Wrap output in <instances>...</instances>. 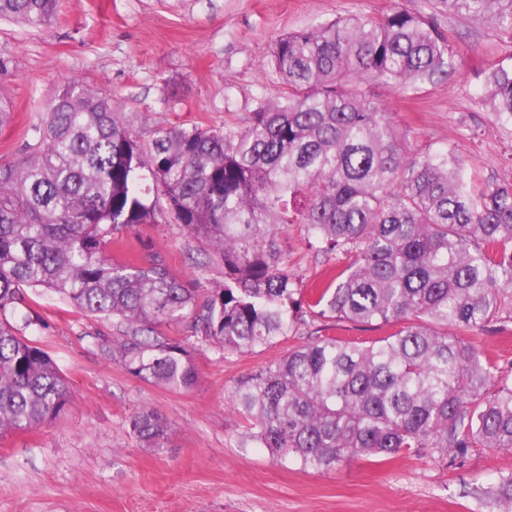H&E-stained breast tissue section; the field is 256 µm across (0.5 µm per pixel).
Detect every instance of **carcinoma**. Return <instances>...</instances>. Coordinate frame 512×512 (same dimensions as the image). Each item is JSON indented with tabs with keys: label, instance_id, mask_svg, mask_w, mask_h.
Here are the masks:
<instances>
[{
	"label": "carcinoma",
	"instance_id": "cac0c4a2",
	"mask_svg": "<svg viewBox=\"0 0 512 512\" xmlns=\"http://www.w3.org/2000/svg\"><path fill=\"white\" fill-rule=\"evenodd\" d=\"M60 0H0V18L48 26ZM512 34V0H431ZM279 89L243 124L172 126L142 140L107 96L67 81L0 161V314L46 288L129 332L100 345L141 379L173 389L198 379L183 342L157 334L187 322L200 345L253 353L315 320L384 331L366 346L320 335L234 386L249 427L241 447L322 472L355 457L429 448L512 451V367L466 340L512 323V180L471 186L450 139L413 153L364 84L415 87L454 71L448 37L403 8L337 18L278 38ZM481 99L512 127V61L486 72ZM172 218L216 251L224 282L200 288L165 261L106 256L135 224ZM336 261L309 292L283 228ZM70 407L56 360L0 319V434ZM133 434L162 448L167 425L142 408ZM512 512V472L482 490Z\"/></svg>",
	"mask_w": 512,
	"mask_h": 512
}]
</instances>
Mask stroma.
<instances>
[{
  "mask_svg": "<svg viewBox=\"0 0 512 512\" xmlns=\"http://www.w3.org/2000/svg\"><path fill=\"white\" fill-rule=\"evenodd\" d=\"M398 6L447 34L456 70L414 89L372 86L374 100L415 150L454 139L475 186L511 179L512 128L478 92L484 71L512 55V37L434 10L429 0H61L44 28L2 18L0 53L11 57L12 73L0 78V92L14 112L0 128V159L20 157L30 124L73 76L109 94L145 141L179 124L239 123L278 87L270 60L280 36L340 16L379 18ZM123 237L182 281L224 279L223 267L178 224H137ZM285 242L305 287L328 278L329 264L298 226ZM6 318L57 361L73 406L48 424L0 434V512H487L478 486L512 472V451L482 448L444 463L411 453L307 472L267 449L241 447L248 423L229 392L302 343L299 335L226 359L192 346L199 382L176 390L101 357L97 344L119 335L116 321L84 314L54 292L28 290L21 313ZM143 408L165 419L166 448L132 434L129 421Z\"/></svg>",
  "mask_w": 512,
  "mask_h": 512,
  "instance_id": "stroma-1",
  "label": "stroma"
}]
</instances>
